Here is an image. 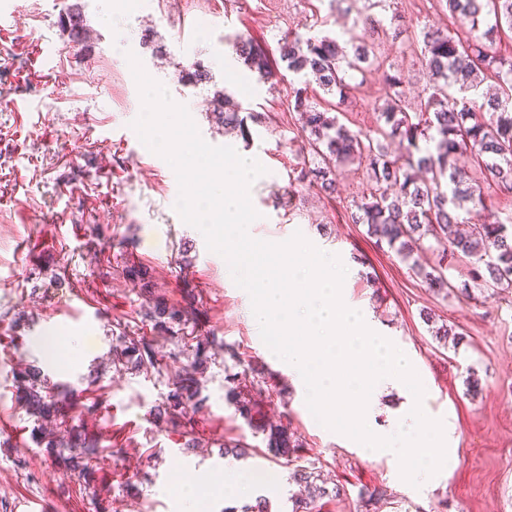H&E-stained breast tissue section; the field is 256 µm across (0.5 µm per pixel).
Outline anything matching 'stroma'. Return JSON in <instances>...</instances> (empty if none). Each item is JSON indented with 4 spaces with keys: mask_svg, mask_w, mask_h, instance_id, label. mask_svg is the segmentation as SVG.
Instances as JSON below:
<instances>
[{
    "mask_svg": "<svg viewBox=\"0 0 512 512\" xmlns=\"http://www.w3.org/2000/svg\"><path fill=\"white\" fill-rule=\"evenodd\" d=\"M74 1L85 46L59 23ZM112 3L0 0V512H187L176 488L184 474L205 478L199 494L206 512H240L260 499L269 512H290L298 487L288 480L287 461L268 454L225 400L227 346L256 370L265 420L287 425L303 444V462L344 487L340 498L323 499L321 512H366L365 488L385 491L379 512H512V293L467 301L430 291L393 252L374 246L366 225L352 222V198L366 188L362 174H348L332 198L301 188L291 177L300 124L287 85L264 83L225 44L235 34L250 37L278 60L281 35L314 16L325 19L316 34H336L326 0H122L117 19ZM201 21L203 39L196 34ZM147 39L162 46V57L144 48ZM130 51L187 107L205 141L245 146L264 167L250 189L263 216L251 227L256 238L274 242L299 232L348 262V300L410 356L429 386L430 406L455 426L458 463L449 474L401 484L393 457L366 455L315 420L253 325L248 293L175 211L173 169L133 130L141 100L125 79ZM193 59L210 70V83H184ZM224 89L260 115L249 143L229 139L213 115L214 96ZM385 93L380 71H367L340 122L375 129V105ZM133 263L147 268L168 303H193L201 313L195 335L220 344L205 373L206 407L186 417L200 441L193 450L152 414L186 363L181 342L158 337L161 367L146 375L112 362L116 323L142 325L146 303L125 274ZM426 310L432 321L424 320ZM436 323L455 326L459 346L438 341ZM23 364L71 390L68 417L115 449L100 460L112 476L94 491L59 470L38 444L39 423L17 402L14 374ZM472 371L480 382L475 393L467 386ZM239 437L256 448L242 459L247 473L262 480L238 496L223 488L219 448ZM130 482L138 498L127 497Z\"/></svg>",
    "mask_w": 512,
    "mask_h": 512,
    "instance_id": "35a3bbf8",
    "label": "stroma"
}]
</instances>
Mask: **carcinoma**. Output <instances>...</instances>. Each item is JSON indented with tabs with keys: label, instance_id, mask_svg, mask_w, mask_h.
<instances>
[{
	"label": "carcinoma",
	"instance_id": "obj_1",
	"mask_svg": "<svg viewBox=\"0 0 512 512\" xmlns=\"http://www.w3.org/2000/svg\"><path fill=\"white\" fill-rule=\"evenodd\" d=\"M356 2L330 0L338 12H356L352 27L334 37L316 36L310 26L304 34L291 29L280 38V57L292 74L288 90L301 132L296 180L334 195L344 168L366 160L371 185L353 201L352 220L367 226L375 245L387 246L410 263V269L434 292L453 291L448 265L463 259L470 265L469 280L460 288L464 296L472 297L474 289L512 290V219L501 220L495 207L496 196L512 194V49L501 48L502 36L512 39V0H431V8L449 13L457 27L408 25L391 33L383 20L356 7ZM403 33L402 46L419 52L428 83L409 102L401 71H383L388 92L378 107L379 124L369 131L350 130L338 119V113L347 110L353 90L345 81L346 73L381 68L376 36L396 40ZM227 44L237 59L266 82L283 81L259 44L240 36L227 39ZM185 79L200 84L210 80V71L194 61L185 69ZM313 82L336 101L311 103L308 89ZM240 111L239 102L229 94L218 96L215 118L248 142L252 134ZM395 139L404 149L398 156L385 145ZM434 242L445 244L444 254L438 265L428 268L420 263V254ZM127 276L148 298L150 307L144 316L153 335L178 336L187 325L196 324L197 310L168 304L146 287L141 267H128ZM434 336L454 346L461 341V333L446 323L436 328ZM117 340L112 361H123L145 374L159 368L153 339L123 327ZM212 348L209 339H196L190 364L154 407L155 418L177 424L188 410L204 407L202 377ZM18 378L22 406L41 422L55 426L48 430L45 447L57 449L56 461L63 463L64 472L90 486V476L100 472L91 464L103 452L99 439L82 426L67 423L58 406L67 393L53 392L39 368L29 365ZM227 383L226 400L251 428L265 435L268 452L290 463L302 458L303 444L287 426L253 424L258 406L251 399L253 386L247 384V372L228 375ZM61 427L64 434L59 437ZM289 479L307 492L289 498L291 512H317L319 500L343 494L337 484L328 487L324 474L313 464L295 466Z\"/></svg>",
	"mask_w": 512,
	"mask_h": 512
}]
</instances>
